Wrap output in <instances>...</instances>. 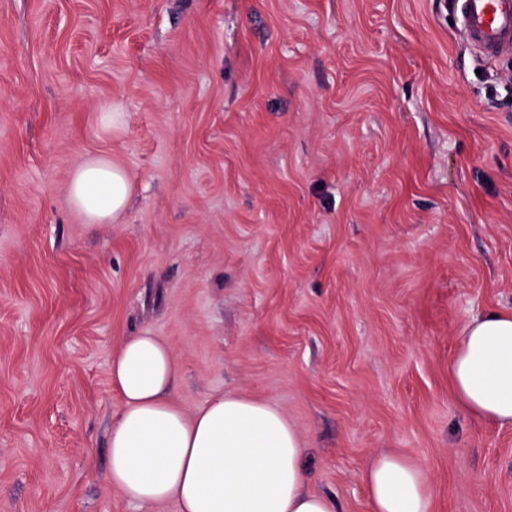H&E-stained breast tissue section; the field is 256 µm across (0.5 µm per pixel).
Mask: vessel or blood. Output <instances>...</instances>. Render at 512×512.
<instances>
[{"instance_id": "vessel-or-blood-1", "label": "vessel or blood", "mask_w": 512, "mask_h": 512, "mask_svg": "<svg viewBox=\"0 0 512 512\" xmlns=\"http://www.w3.org/2000/svg\"><path fill=\"white\" fill-rule=\"evenodd\" d=\"M464 37L482 60L512 52V0H455Z\"/></svg>"}]
</instances>
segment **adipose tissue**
<instances>
[{
	"instance_id": "ef3b65f1",
	"label": "adipose tissue",
	"mask_w": 512,
	"mask_h": 512,
	"mask_svg": "<svg viewBox=\"0 0 512 512\" xmlns=\"http://www.w3.org/2000/svg\"><path fill=\"white\" fill-rule=\"evenodd\" d=\"M132 192L126 170L106 158L82 160L68 195L88 224L119 218ZM180 365L160 337L143 333L113 351L110 381L121 411L110 437V480L132 503L175 500L179 512H335L306 490V449L273 404L233 392L186 413L172 395ZM457 403L512 427V312L488 311L463 328L448 363ZM363 480L372 512H433L425 470L379 453Z\"/></svg>"
}]
</instances>
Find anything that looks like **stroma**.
I'll use <instances>...</instances> for the list:
<instances>
[{"instance_id": "1", "label": "stroma", "mask_w": 512, "mask_h": 512, "mask_svg": "<svg viewBox=\"0 0 512 512\" xmlns=\"http://www.w3.org/2000/svg\"><path fill=\"white\" fill-rule=\"evenodd\" d=\"M457 17L0 0V512H179L109 479L112 351L143 332L186 412L278 407L336 512H371L383 451L425 469L434 512H512V428L448 378L468 321L512 312V56L478 60ZM99 156L133 189L92 227L67 184Z\"/></svg>"}]
</instances>
